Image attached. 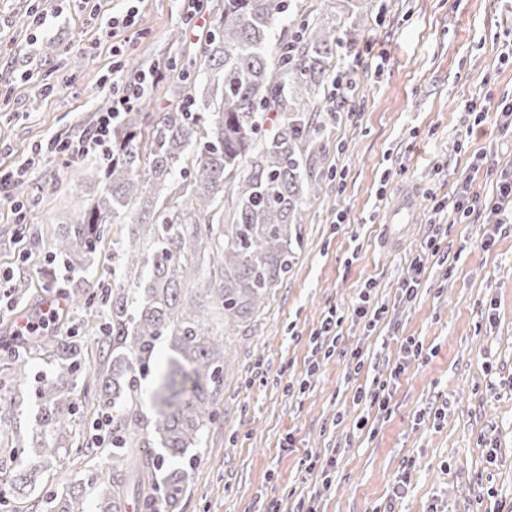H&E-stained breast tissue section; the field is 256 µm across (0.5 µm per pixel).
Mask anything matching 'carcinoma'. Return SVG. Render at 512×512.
I'll return each mask as SVG.
<instances>
[{
  "label": "carcinoma",
  "mask_w": 512,
  "mask_h": 512,
  "mask_svg": "<svg viewBox=\"0 0 512 512\" xmlns=\"http://www.w3.org/2000/svg\"><path fill=\"white\" fill-rule=\"evenodd\" d=\"M296 2L224 0L166 104L121 116L99 165L98 195L53 242L78 265L108 225L121 224L113 244L137 273L102 297L112 375L94 386L98 403L112 407V469L64 491L50 512H125L133 493L144 512H170L187 493L194 451L224 396L228 340L254 327L287 278L308 201L322 186L317 112L338 37L316 21L273 42ZM268 112L282 114L270 130ZM89 270L69 291L77 304L91 301ZM162 339L169 368L153 386L148 418L138 409V376ZM82 348L69 337L51 345L56 370L39 390V455L17 464L0 506L33 491L43 462L57 455L51 424L73 407Z\"/></svg>",
  "instance_id": "cac0c4a2"
}]
</instances>
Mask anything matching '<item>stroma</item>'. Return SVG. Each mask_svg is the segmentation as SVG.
Here are the masks:
<instances>
[{"instance_id": "1", "label": "stroma", "mask_w": 512, "mask_h": 512, "mask_svg": "<svg viewBox=\"0 0 512 512\" xmlns=\"http://www.w3.org/2000/svg\"><path fill=\"white\" fill-rule=\"evenodd\" d=\"M125 7L0 0V173L27 167L0 197V275L29 281L0 311V387L13 398L0 407V489L39 445L37 392L56 369L50 349L33 351L24 382L13 381L14 324L78 278L52 242L98 184L96 159L41 149L95 122L112 90L113 46L145 71L164 53L183 64L211 20L210 8L198 11L195 35L177 46L169 34L188 0H139L135 27L101 38V20ZM314 19L335 27L330 66L351 67L357 93L321 98L329 137L315 166L320 195L287 280L251 335L231 344L224 398L181 512H297L306 500L317 512H512V216L450 206L464 185L492 198L497 172L512 168V131L497 112L512 101V0H299L275 34L294 36ZM408 194L411 222L389 243L386 224ZM120 232L110 225L92 258L95 295L123 266L112 253ZM416 259L424 271L408 300ZM362 293L379 318H355ZM332 311L343 318L338 340L317 347L313 334ZM106 320L97 302L71 309L65 330L85 348L62 432L79 445L60 449L11 512H46L112 459L94 443L100 411L83 389L109 365ZM376 382L386 406L372 401Z\"/></svg>"}]
</instances>
